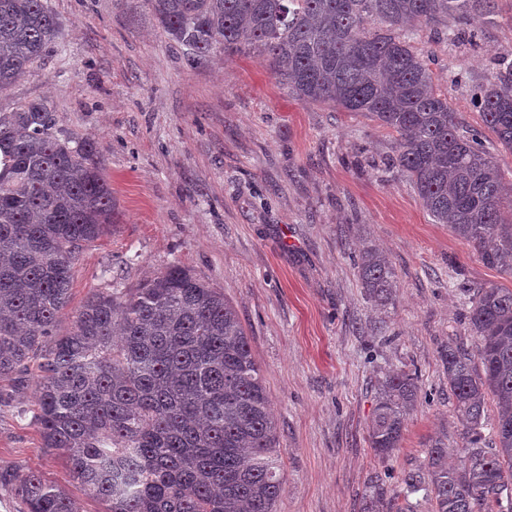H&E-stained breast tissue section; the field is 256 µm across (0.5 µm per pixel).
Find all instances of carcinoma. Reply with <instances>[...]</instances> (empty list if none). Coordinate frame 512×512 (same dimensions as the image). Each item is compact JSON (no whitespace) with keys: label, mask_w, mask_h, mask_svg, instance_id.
I'll use <instances>...</instances> for the list:
<instances>
[{"label":"carcinoma","mask_w":512,"mask_h":512,"mask_svg":"<svg viewBox=\"0 0 512 512\" xmlns=\"http://www.w3.org/2000/svg\"><path fill=\"white\" fill-rule=\"evenodd\" d=\"M168 40L197 63L214 50L262 56L288 94L330 103L395 133L392 162L437 224L481 262L508 267L507 185L481 132L459 128L428 57L407 30L494 15L496 0H145ZM59 22L47 0H0V90L48 52ZM484 125L512 152V60L471 89ZM47 102L0 113V378L39 360L32 423L107 512H276L285 492L269 397L247 333L224 294L172 265L127 292L90 294L72 330L55 336L71 269L112 226V189L93 147L55 129ZM359 277L378 305L397 281L386 255L362 250ZM475 350L442 358L468 465L428 450L427 477L408 474L433 512H512V289L468 295ZM418 376L375 385L369 426L380 458L400 448ZM498 406L488 422L487 397ZM491 430L486 439L484 429ZM26 512H77L59 486L21 467L0 473ZM370 487L364 512H383Z\"/></svg>","instance_id":"1"}]
</instances>
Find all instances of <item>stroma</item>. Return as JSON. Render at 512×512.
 Listing matches in <instances>:
<instances>
[{
  "label": "stroma",
  "mask_w": 512,
  "mask_h": 512,
  "mask_svg": "<svg viewBox=\"0 0 512 512\" xmlns=\"http://www.w3.org/2000/svg\"><path fill=\"white\" fill-rule=\"evenodd\" d=\"M60 21L44 60L0 91V113L47 101L59 129L92 144L112 186V228L72 267L56 335L87 296L138 288L177 263L222 292L248 335L269 394L286 490L277 512H363L372 483L386 512L405 503L402 479L426 472L442 439L461 455V426L441 352L475 346L466 289L512 288V271L486 267L446 225L433 223L404 173L394 139L364 117L291 97L261 57L214 52L189 64L144 0H48ZM475 42L449 44L421 28L463 130L482 128L469 95L512 57V0L473 21ZM391 259L399 281L376 309L350 259L363 245ZM400 370L421 392L400 448L375 457L372 384ZM33 390L0 378V472H40L80 512L106 505L43 448L31 423Z\"/></svg>",
  "instance_id": "1"
}]
</instances>
